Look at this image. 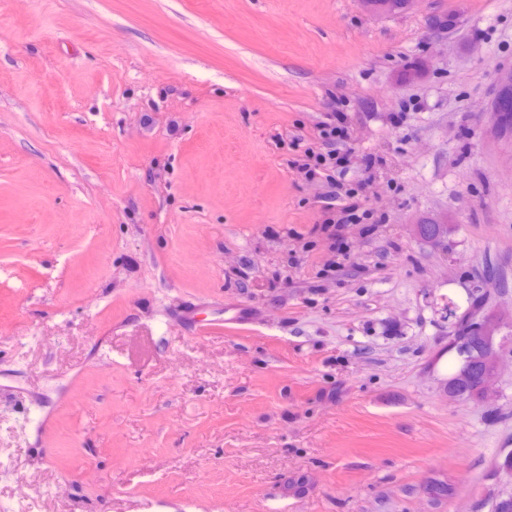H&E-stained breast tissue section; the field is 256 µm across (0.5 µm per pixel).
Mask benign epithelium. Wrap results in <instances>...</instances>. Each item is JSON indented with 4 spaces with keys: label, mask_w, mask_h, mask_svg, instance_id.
Here are the masks:
<instances>
[{
    "label": "benign epithelium",
    "mask_w": 512,
    "mask_h": 512,
    "mask_svg": "<svg viewBox=\"0 0 512 512\" xmlns=\"http://www.w3.org/2000/svg\"><path fill=\"white\" fill-rule=\"evenodd\" d=\"M413 0H361L362 7L375 14L400 12ZM512 101V69L501 71L492 102L497 130L506 135L512 125L505 116ZM416 236L430 246L442 245L448 237V225L439 221L414 225ZM469 303L463 313L448 304L450 328L448 352L458 359V367L448 376L446 394L454 401L484 403L496 392L500 362L504 352L512 355V312L489 303V288H468Z\"/></svg>",
    "instance_id": "1"
}]
</instances>
